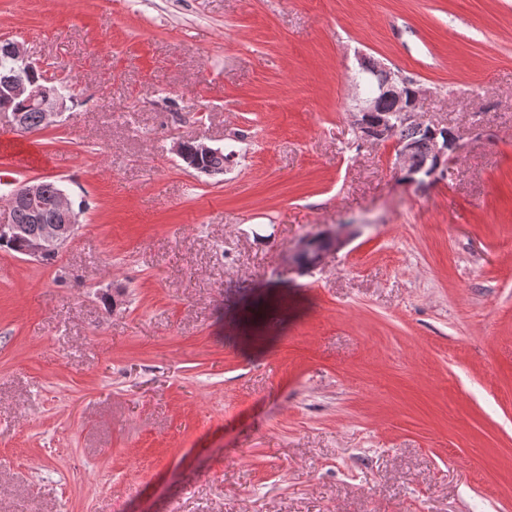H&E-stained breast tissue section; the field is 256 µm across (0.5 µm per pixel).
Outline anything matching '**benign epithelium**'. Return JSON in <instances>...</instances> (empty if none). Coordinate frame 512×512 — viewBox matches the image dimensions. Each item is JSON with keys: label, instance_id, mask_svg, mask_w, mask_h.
<instances>
[{"label": "benign epithelium", "instance_id": "benign-epithelium-1", "mask_svg": "<svg viewBox=\"0 0 512 512\" xmlns=\"http://www.w3.org/2000/svg\"><path fill=\"white\" fill-rule=\"evenodd\" d=\"M0 55L21 63L28 70H42L40 64L29 60L23 44L18 41L0 39ZM371 65L379 77L378 95L367 98L358 105L356 127L369 130L368 139L370 140L381 141L390 138L392 121H370V117L378 112V103L381 97L397 101L399 113L396 114V117L398 122L404 125L425 127V123L420 120L418 115L422 91H416L414 98L405 100L404 77L374 59L371 60ZM0 100L3 101V105L0 106V115L8 116L16 129L21 131L23 130L22 114L10 109L11 102L21 101L27 106L42 109L45 112V123L49 125L61 115L65 96L59 87L53 89V93L50 94L42 84L23 76H17L7 80L5 85L0 88ZM460 149V140L454 130L447 126L434 125V138L429 145L428 160L422 167V170L427 172L426 179L434 182L446 177L448 165ZM413 150L414 146L410 142H396L393 169L401 176L407 173L411 174L408 183L422 185L424 181L412 172ZM17 206L29 208L34 213V222L43 225L40 234L28 240L22 251V254L26 256L40 259L50 252L59 251L79 226V214L73 209L67 194L63 191L58 192L57 197L46 205L42 200L41 183L39 182H27L12 190L9 196V207ZM47 206L56 213V219L49 224L43 223L41 215L43 208ZM334 246H336V236L334 235L307 241L299 246L293 260L296 263H302L307 258L314 264L320 259L323 250Z\"/></svg>", "mask_w": 512, "mask_h": 512}]
</instances>
